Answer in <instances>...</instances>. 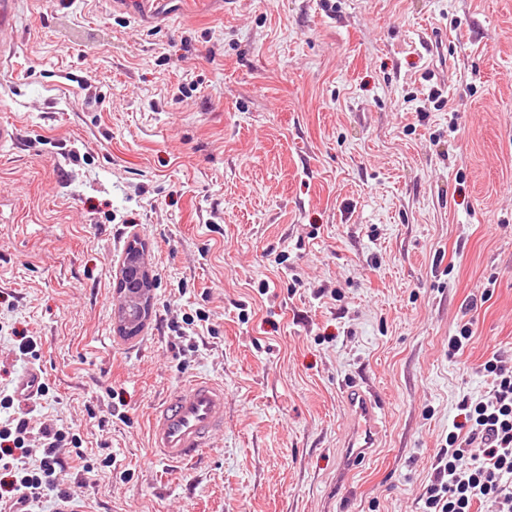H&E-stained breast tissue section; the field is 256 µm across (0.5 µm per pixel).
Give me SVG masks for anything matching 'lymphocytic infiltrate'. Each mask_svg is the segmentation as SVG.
<instances>
[{
  "instance_id": "1",
  "label": "lymphocytic infiltrate",
  "mask_w": 512,
  "mask_h": 512,
  "mask_svg": "<svg viewBox=\"0 0 512 512\" xmlns=\"http://www.w3.org/2000/svg\"><path fill=\"white\" fill-rule=\"evenodd\" d=\"M483 370L492 378L493 398L471 405L467 433L449 432L436 478L425 492L426 512H473L474 504L487 502L495 512H512V367L495 356ZM34 434L41 446L39 462L31 466L24 441ZM66 439L65 431L33 422L31 410L15 407L11 396L0 397V470L11 477L0 495V512H31L51 492L69 498L57 481L66 467L59 453Z\"/></svg>"
}]
</instances>
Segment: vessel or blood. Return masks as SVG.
I'll use <instances>...</instances> for the list:
<instances>
[{"label":"vessel or blood","mask_w":512,"mask_h":512,"mask_svg":"<svg viewBox=\"0 0 512 512\" xmlns=\"http://www.w3.org/2000/svg\"><path fill=\"white\" fill-rule=\"evenodd\" d=\"M19 0H0V60L14 57L10 34L16 31ZM43 384V369L27 367L18 377L14 396L28 402ZM349 430L343 445L342 478H350L367 461L381 438L379 404L373 391L351 384L346 390ZM224 431V385L196 376L169 393L153 412L150 447L153 460L182 466L211 447L214 437Z\"/></svg>","instance_id":"vessel-or-blood-1"}]
</instances>
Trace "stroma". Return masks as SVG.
Returning <instances> with one entry per match:
<instances>
[{"label":"stroma","instance_id":"35a3bbf8","mask_svg":"<svg viewBox=\"0 0 512 512\" xmlns=\"http://www.w3.org/2000/svg\"><path fill=\"white\" fill-rule=\"evenodd\" d=\"M168 12L21 2L0 64L18 133L0 148V389L44 369L34 421L82 440L59 475L74 512H424L449 431L491 397L484 362L512 365V0ZM135 239L156 286L125 340ZM194 374L223 382L224 432L169 468L149 418ZM355 380L382 440L344 487Z\"/></svg>","mask_w":512,"mask_h":512}]
</instances>
